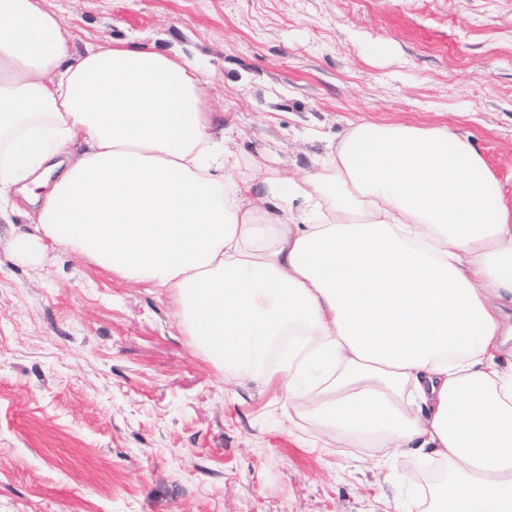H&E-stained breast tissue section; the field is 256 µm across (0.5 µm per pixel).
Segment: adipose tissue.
<instances>
[{
  "instance_id": "1",
  "label": "adipose tissue",
  "mask_w": 512,
  "mask_h": 512,
  "mask_svg": "<svg viewBox=\"0 0 512 512\" xmlns=\"http://www.w3.org/2000/svg\"><path fill=\"white\" fill-rule=\"evenodd\" d=\"M72 39L43 0H0V220L47 186L16 250L167 292L225 380L281 386L311 447L434 458L394 512H512V215L479 152L363 121L305 178L240 180L193 61Z\"/></svg>"
}]
</instances>
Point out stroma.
<instances>
[{"label": "stroma", "instance_id": "obj_1", "mask_svg": "<svg viewBox=\"0 0 512 512\" xmlns=\"http://www.w3.org/2000/svg\"><path fill=\"white\" fill-rule=\"evenodd\" d=\"M88 43L138 40L206 72L241 160L301 178L360 121L449 126L512 213V0H48ZM393 52L375 56L374 42ZM0 222V512H383L363 448L302 445L279 391L225 381L171 298Z\"/></svg>", "mask_w": 512, "mask_h": 512}]
</instances>
